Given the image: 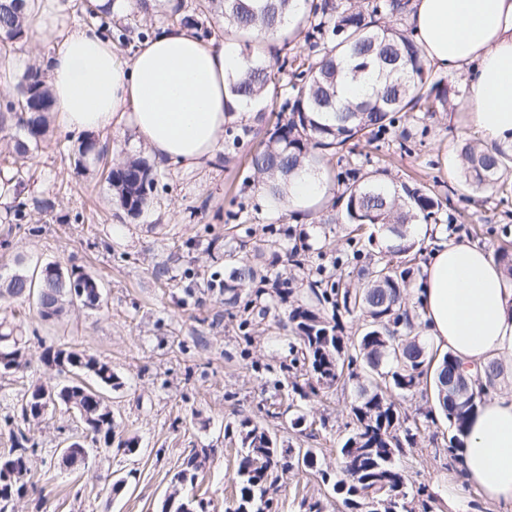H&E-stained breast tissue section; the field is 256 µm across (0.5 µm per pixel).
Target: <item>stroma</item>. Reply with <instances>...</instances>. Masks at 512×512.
<instances>
[{
    "label": "stroma",
    "instance_id": "1",
    "mask_svg": "<svg viewBox=\"0 0 512 512\" xmlns=\"http://www.w3.org/2000/svg\"><path fill=\"white\" fill-rule=\"evenodd\" d=\"M52 7L59 27L18 42L8 62L0 61V83L15 86L28 66L47 65L68 28L95 24L84 0H53ZM112 23L127 30L129 44L117 48L127 60L142 35H154L172 21L160 9L148 15L133 9L113 15ZM449 83L453 110L409 113L385 144L362 143L342 152L324 179L323 201L308 212L273 204L249 167L248 154L261 142L272 112H253L226 125L221 149L199 165L157 166L158 183L136 217L119 206L101 163L88 161L86 173L76 175L84 132L50 126L21 181L9 185L8 202L0 203V270L59 262L95 277L103 306L74 308L50 322L29 307L15 309L24 323L29 364L0 377V455L8 452L9 432L21 421L23 391L57 381L40 361L49 345L78 348L111 366L122 382L110 395L116 432L134 439L135 451L98 448L86 468L65 471L61 450L83 426L65 410L48 413L30 432L36 485L15 501L14 512H158L174 472L194 448L215 451L196 492L210 499L214 512H224L238 493L227 475L237 466L236 426L244 418L268 428L279 447L312 449L319 467L339 470L337 450L348 433L356 389L316 385L294 361L295 339L287 326L293 304L308 301L311 281L353 276L362 264L335 205L341 191L337 174L353 167L365 173L379 169L386 181H421L444 197L428 221L431 234L418 240L414 272L451 240L471 241L492 254L512 242V198L482 192L471 202L449 190L459 177V144L479 136L459 78ZM14 201L26 205L27 217L19 224L10 211ZM272 237L283 245L279 255L256 256L257 247ZM294 248L303 266L289 262ZM243 257L272 265L289 279L292 295L275 302L266 318H247L225 306L216 288ZM295 412L305 417L297 428L290 424ZM447 437L448 421L440 413L416 445L404 448L398 463L408 497H428L432 512H505L475 490L458 499L464 473L446 450ZM120 480L125 488L112 493ZM275 487L276 512H298L304 499L321 501L324 512H346L314 471L279 472Z\"/></svg>",
    "mask_w": 512,
    "mask_h": 512
}]
</instances>
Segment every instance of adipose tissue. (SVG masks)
Returning <instances> with one entry per match:
<instances>
[{
    "mask_svg": "<svg viewBox=\"0 0 512 512\" xmlns=\"http://www.w3.org/2000/svg\"><path fill=\"white\" fill-rule=\"evenodd\" d=\"M407 23L437 69L463 78L472 120L487 142L512 143V0H410ZM237 53L164 28L124 60L95 29H68L49 59L52 114L64 130L125 125L164 165H196L220 147L225 80ZM436 347L475 374L512 359V278L489 252L467 242L435 250L416 289ZM464 484L512 507V394L483 403L461 437Z\"/></svg>",
    "mask_w": 512,
    "mask_h": 512,
    "instance_id": "obj_1",
    "label": "adipose tissue"
}]
</instances>
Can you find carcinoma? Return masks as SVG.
<instances>
[{
    "instance_id": "carcinoma-1",
    "label": "carcinoma",
    "mask_w": 512,
    "mask_h": 512,
    "mask_svg": "<svg viewBox=\"0 0 512 512\" xmlns=\"http://www.w3.org/2000/svg\"><path fill=\"white\" fill-rule=\"evenodd\" d=\"M201 12L224 17V43L242 59L243 69L229 79V97L245 104L247 112L266 111L267 102L278 96L275 74L290 72L295 96L277 113L249 166L258 175L265 193L283 199L292 179L320 171L345 145L371 143L390 133L408 113L445 112L450 106V85L432 74L413 32L398 26L405 0H198ZM90 16L100 19L98 32L120 44L125 29L106 21V10L87 3ZM33 20L30 0H0V45L8 48L28 35ZM303 38L310 54L271 63L265 49L272 42L288 45ZM379 88L366 99H341L347 81H363L371 74ZM51 93L44 70L31 66L16 86L15 95L0 105V133L6 140L3 161L22 172L33 151L49 132ZM460 174L464 186L502 194L512 193V145L466 141L460 148ZM158 174L140 157H128L114 165L107 176L120 207L130 216L147 206ZM343 219L347 224L379 225L389 239V257L369 258L356 284L331 285L318 290L323 280L310 284L317 304H299L288 320L299 340L303 363L316 381L328 388L352 384L357 400L350 407L352 433L339 449L342 476L317 468L309 448L285 451L277 447L269 431L242 420L238 429L239 461L232 480L239 488L235 503L225 512H271L269 491L278 470L297 465L317 469L321 482L341 498L350 512H415L403 491L404 475L397 464L403 445H413L420 427L405 426L407 415L397 398L415 391L427 368L435 367V380L455 378L458 360L445 353H427L412 336L413 323L406 309L411 253L416 243L408 226L425 221L443 206L441 198L425 185L397 188L377 178L351 170L343 178ZM48 262L31 270L0 275V307L32 301L43 321H54L72 306L73 281L85 289L78 304L88 309L102 306L97 279L75 268L63 272L68 284L54 283ZM257 270L241 259L224 282V303H241L240 286L253 282ZM360 314L357 335H344L341 313ZM0 352L15 355L17 369L27 365L20 326L0 320ZM41 361L64 376L46 391L42 384L29 386L20 398L26 423L40 421L50 408L61 406L86 415L84 429L94 445L134 451L132 438L115 439V420L106 393L116 386L112 367L73 347L47 346ZM480 392L456 405L438 401L454 433L447 451L461 448L462 435L480 407L483 397L496 387L501 368L496 360L483 366ZM30 438L23 432L14 446L0 456V512L24 495L32 477L25 447ZM209 458L207 450H193L173 474L174 491L160 505V512H212L211 501L187 488L195 486L198 473Z\"/></svg>"
}]
</instances>
